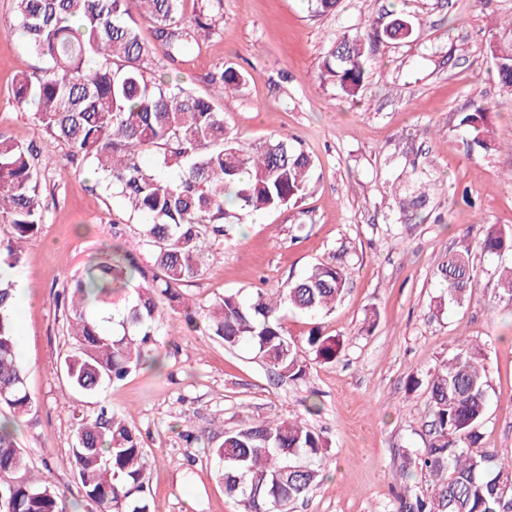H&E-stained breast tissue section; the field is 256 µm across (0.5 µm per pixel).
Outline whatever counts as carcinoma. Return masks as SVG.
I'll use <instances>...</instances> for the list:
<instances>
[{"label": "carcinoma", "mask_w": 512, "mask_h": 512, "mask_svg": "<svg viewBox=\"0 0 512 512\" xmlns=\"http://www.w3.org/2000/svg\"><path fill=\"white\" fill-rule=\"evenodd\" d=\"M183 0H15L7 31H21L29 51L44 66L13 79V98L35 107L36 131L68 150L99 174L96 185L121 200L128 218L142 226L154 246L156 273L143 283L131 253L91 264L58 295L72 347L63 359L70 388L93 394L157 361L158 325L166 306L184 307L180 288L202 271L208 244L229 235L233 222L226 199L250 212L273 211L305 194L313 159L284 141H268L244 154L224 126V114L204 95L174 83L156 69V56L173 64L220 28L222 0H196L193 19ZM153 23L157 45L146 46L139 20ZM413 27L404 17L377 21L337 39L323 56L320 77L345 96L358 95L375 46L402 41ZM502 88L512 94V44L492 50ZM209 82L235 91L233 68H218ZM459 125L468 146L496 147L489 112L480 105ZM44 222L39 157L31 146L0 131V223L14 239L0 245V512H69L47 480L28 469L13 434L14 419L33 400L18 361V330L12 313L15 285L8 270L21 264L17 242ZM482 253L512 252V228L490 224L478 242ZM444 288L439 306L461 305L476 278L471 245L450 250L439 269ZM348 273L320 263L288 288L256 293L249 302L226 293L204 315L205 328L228 348L248 345L282 377L306 375L304 351L332 363L343 341L314 329L300 345L288 337L285 312L319 315L344 295ZM501 299L512 306V267L500 274ZM488 369L480 347L460 343L428 384L431 421L428 443L407 460L427 472L433 495L416 498V512H512V465L493 464L480 432L487 408ZM208 455L218 466L225 492L238 512H280L306 497L324 478L320 436L292 419L263 421L227 430ZM72 456L78 483L97 512H150L146 475L152 461L124 418L102 406L77 423Z\"/></svg>", "instance_id": "cac0c4a2"}]
</instances>
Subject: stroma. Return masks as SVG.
<instances>
[{"instance_id": "35a3bbf8", "label": "stroma", "mask_w": 512, "mask_h": 512, "mask_svg": "<svg viewBox=\"0 0 512 512\" xmlns=\"http://www.w3.org/2000/svg\"><path fill=\"white\" fill-rule=\"evenodd\" d=\"M396 11L410 16L413 35L377 46L356 98L321 80L322 56L338 35L375 18L388 22ZM223 14L220 32L175 63L173 75L223 112L241 150L273 137L299 141L314 176L297 204L241 213L215 243L219 259L181 293L205 307L227 293L288 287L312 266L336 261L349 274L341 300L316 316L289 313L287 328L298 341L319 328L342 337L344 350L288 380L249 347L228 349L171 309L161 367L143 366L97 395L71 390L62 373L70 342L54 293L114 247L146 269L152 252L139 225L124 222L120 201L95 189L87 172L61 180L43 171L45 222L24 243L14 273L18 296L30 299L17 318L18 360L34 406L15 434L30 468L56 486L70 512H94L70 449L78 420L105 404L127 419L153 462L151 512H235L208 443L246 423L297 418L326 442L330 466L289 512H403L430 487L404 459L428 438L426 383L463 336L480 344L489 368L483 445L496 462H512V308L498 288L512 256L473 254L471 298L450 310L436 306L437 270L449 249L481 237L486 225L512 227V94L502 90L491 53L507 39L502 22L512 17V0H339L324 16L306 0H223ZM38 64L22 38L0 29V131L60 157L61 146L37 134L32 107L12 95L15 75ZM222 65L244 78L231 99L206 80ZM477 101L489 107L498 142L488 152L467 149L459 125ZM422 180L426 202L401 214L400 202L416 196Z\"/></svg>"}]
</instances>
